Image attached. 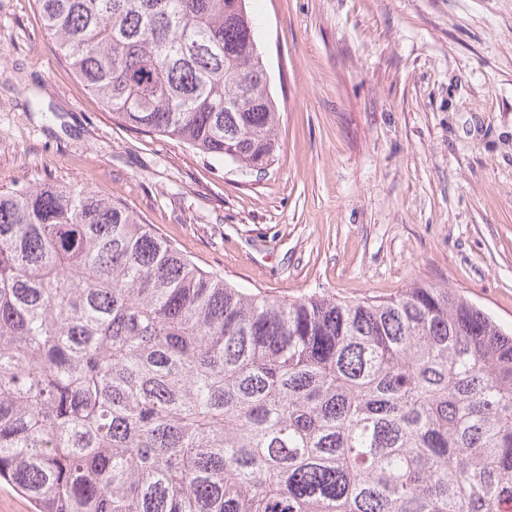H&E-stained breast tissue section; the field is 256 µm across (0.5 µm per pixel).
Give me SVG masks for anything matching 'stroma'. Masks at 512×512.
Listing matches in <instances>:
<instances>
[{"label":"stroma","instance_id":"stroma-1","mask_svg":"<svg viewBox=\"0 0 512 512\" xmlns=\"http://www.w3.org/2000/svg\"><path fill=\"white\" fill-rule=\"evenodd\" d=\"M261 172L133 130L0 0V192L87 189L196 266L295 299L445 287L512 332V0H250Z\"/></svg>","mask_w":512,"mask_h":512}]
</instances>
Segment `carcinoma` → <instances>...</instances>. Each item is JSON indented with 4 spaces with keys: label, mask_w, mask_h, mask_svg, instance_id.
I'll use <instances>...</instances> for the list:
<instances>
[{
    "label": "carcinoma",
    "mask_w": 512,
    "mask_h": 512,
    "mask_svg": "<svg viewBox=\"0 0 512 512\" xmlns=\"http://www.w3.org/2000/svg\"><path fill=\"white\" fill-rule=\"evenodd\" d=\"M244 0H37L125 124L278 147ZM34 512H512V336L447 288L270 298L90 191L0 193V483Z\"/></svg>",
    "instance_id": "1"
}]
</instances>
